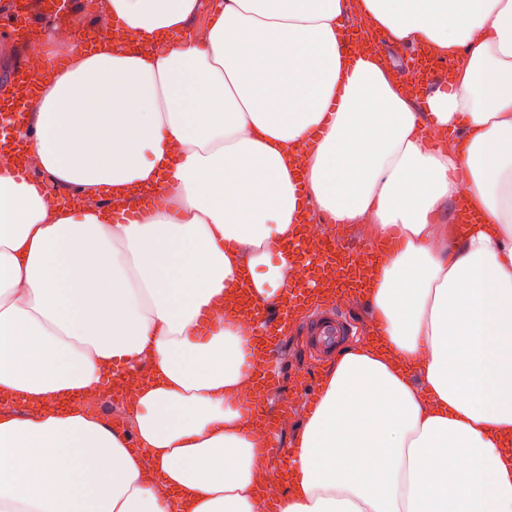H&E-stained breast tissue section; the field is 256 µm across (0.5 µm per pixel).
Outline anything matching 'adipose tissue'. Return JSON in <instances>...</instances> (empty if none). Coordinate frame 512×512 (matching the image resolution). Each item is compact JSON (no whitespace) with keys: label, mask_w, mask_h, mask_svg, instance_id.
<instances>
[{"label":"adipose tissue","mask_w":512,"mask_h":512,"mask_svg":"<svg viewBox=\"0 0 512 512\" xmlns=\"http://www.w3.org/2000/svg\"><path fill=\"white\" fill-rule=\"evenodd\" d=\"M199 11L102 0L95 43L42 33L68 64L30 153L86 203L0 165V399L33 407L0 412V512H512V0H218L197 40ZM423 47L452 78L405 94ZM461 171L483 217L463 234ZM104 185L169 204L116 224ZM315 209L404 243L375 257L376 333L331 361L283 471L236 408L226 309L243 281L281 300V245ZM117 371L146 376L120 433L83 406Z\"/></svg>","instance_id":"1"}]
</instances>
